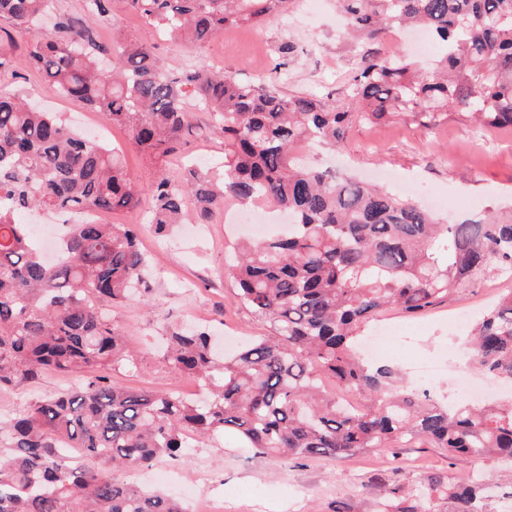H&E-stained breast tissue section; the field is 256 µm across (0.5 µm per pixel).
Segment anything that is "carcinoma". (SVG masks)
<instances>
[{"instance_id":"1","label":"carcinoma","mask_w":512,"mask_h":512,"mask_svg":"<svg viewBox=\"0 0 512 512\" xmlns=\"http://www.w3.org/2000/svg\"><path fill=\"white\" fill-rule=\"evenodd\" d=\"M104 19L112 0H85ZM147 26L198 45L228 28L275 19L291 0H123ZM359 49L341 90L288 93L194 64L176 75L147 44L86 41L81 20L60 19L26 57L62 94L123 128L131 147L170 160L195 111L224 141L220 175L190 169L144 186L119 150L77 133L60 115L0 93V389L52 373L67 381L15 416H0V512H187L163 491L112 478L232 431L249 448L285 458H342L421 438L450 465L495 456L512 467V402L448 407L415 389L390 388L393 371L357 349L385 311L421 316L492 276L512 278V216L493 212L443 224L382 187L302 164L303 151L345 147L357 122H404L430 131L453 117L476 129H512V0H334ZM55 0H0L16 31L38 27ZM396 23L427 29L443 46L432 70L388 55ZM299 46L279 45L278 67ZM233 197H262L288 212L283 236L238 245L228 275L233 301L274 333L220 360L202 331L173 330L164 360L201 382L206 403L171 391H132L112 379L135 364L112 307L132 296L148 261L128 224L64 225L49 265L16 214L55 215L147 205L158 237L183 221L208 224ZM466 339L484 373L512 380V290L469 323ZM360 403L349 408L343 392ZM450 477L397 478L381 512H490L485 489Z\"/></svg>"}]
</instances>
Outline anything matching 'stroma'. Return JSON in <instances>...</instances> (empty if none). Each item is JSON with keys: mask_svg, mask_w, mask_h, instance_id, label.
Segmentation results:
<instances>
[{"mask_svg": "<svg viewBox=\"0 0 512 512\" xmlns=\"http://www.w3.org/2000/svg\"><path fill=\"white\" fill-rule=\"evenodd\" d=\"M92 28L101 42L146 41L158 64L170 70L182 69L190 59L203 61L229 75L255 82L271 78L286 91L316 96L339 88L355 62L353 46L335 7L314 14L309 0H294L293 6L270 24L232 29L193 48L168 33L149 29L127 12L123 0H113L110 19L96 21ZM284 40L299 43L305 53L297 64L280 70L276 47ZM0 88L60 113L81 130L100 119L90 106L66 98L31 69L1 74ZM306 161L360 179L383 170L413 182L437 196L434 211L443 217L512 209V131L492 129L481 138L472 128L453 120L429 132L404 123L360 122L353 126L343 150L333 153L317 148L307 152ZM109 220L143 225L141 243L149 260L144 286L150 304L136 298L117 305L112 312L128 347L136 353L135 366L123 365L114 373L122 385L140 390L193 389L191 378L175 375L161 357V342L168 328L200 326L219 339L233 327L246 339L271 334L268 321L253 316L232 299L234 284L226 268L242 236L238 225L218 218L205 233L188 223L180 225L170 238L177 247L169 250L166 241L147 232V209L133 216L124 210L114 211ZM494 292L489 283L439 304L425 316L403 319V326L416 335V350L387 349L383 364L410 380L415 358H447L446 375L432 386L435 396L447 398L468 354L449 353V345L459 344L460 339L449 335L443 320L449 309L471 310L477 303L492 301ZM410 459L420 463L412 474L416 480L432 473L464 480L472 473L489 476L502 468L492 457L449 465L445 449L421 439L345 458L291 460L257 453L246 448L238 436L228 434L191 449L188 463L176 467L164 487L173 496H181L184 485L203 468L208 480L196 485L195 492L223 498L225 512H334L342 501L350 504L351 512H376L385 486L400 473L399 462Z\"/></svg>", "mask_w": 512, "mask_h": 512, "instance_id": "stroma-1", "label": "stroma"}]
</instances>
